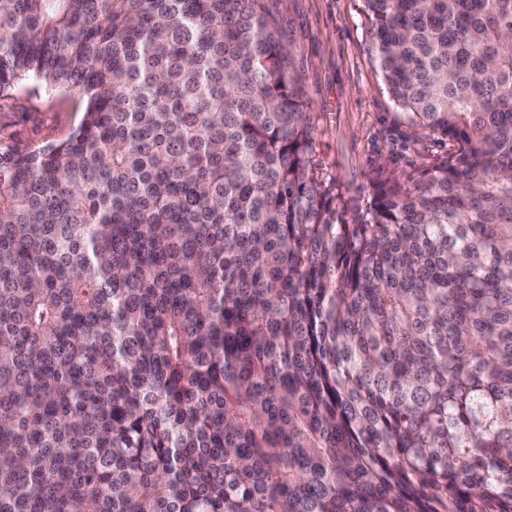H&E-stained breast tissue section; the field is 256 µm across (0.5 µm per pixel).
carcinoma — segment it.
<instances>
[{"label": "carcinoma", "instance_id": "cac0c4a2", "mask_svg": "<svg viewBox=\"0 0 512 512\" xmlns=\"http://www.w3.org/2000/svg\"><path fill=\"white\" fill-rule=\"evenodd\" d=\"M457 145L356 224L264 0H0V512H512V0H367ZM85 106L81 94L22 82L0 100V138L29 150L60 142L79 126Z\"/></svg>", "mask_w": 512, "mask_h": 512}]
</instances>
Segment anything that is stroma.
Masks as SVG:
<instances>
[{"mask_svg":"<svg viewBox=\"0 0 512 512\" xmlns=\"http://www.w3.org/2000/svg\"><path fill=\"white\" fill-rule=\"evenodd\" d=\"M289 52V70L314 131V159L344 221L374 183L422 177L447 162L453 142L410 126L382 79L366 0H265ZM82 95L25 81L0 99V141L37 150L79 126Z\"/></svg>","mask_w":512,"mask_h":512,"instance_id":"35a3bbf8","label":"stroma"}]
</instances>
